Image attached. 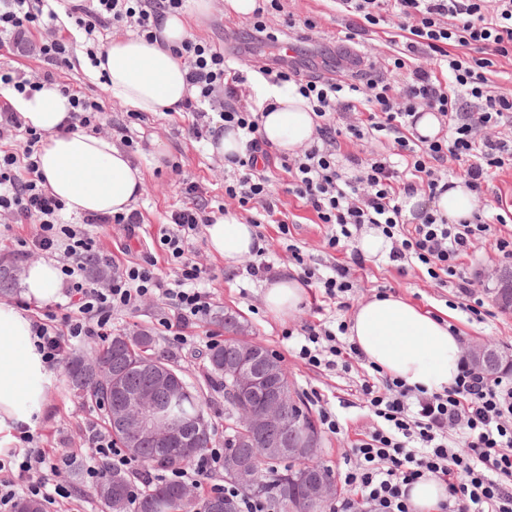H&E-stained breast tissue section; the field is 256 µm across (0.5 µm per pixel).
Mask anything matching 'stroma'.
<instances>
[{"instance_id":"obj_1","label":"stroma","mask_w":512,"mask_h":512,"mask_svg":"<svg viewBox=\"0 0 512 512\" xmlns=\"http://www.w3.org/2000/svg\"><path fill=\"white\" fill-rule=\"evenodd\" d=\"M281 5V11L270 12L267 17V25L275 35L287 31V21L292 17H309L317 23L309 39L299 41L295 56L296 62L304 64L311 74L333 77L342 71L351 75L355 72L353 59L361 58L391 84L396 85L404 80V73L390 72L385 68L386 59L393 53L387 37H378L362 46L345 41L346 20L337 13L332 0H281ZM248 29V18L227 14L224 0H212L209 14L192 21L190 33L220 46L227 56L241 60L256 51L255 44L247 36ZM88 68L84 52H76L70 68L62 70L60 78L86 95L104 100L103 136L118 146L123 143V135L132 136L137 149L131 157L141 166L145 177L144 192L135 202L144 217L140 228L130 234L120 225L107 224L92 228L91 233L106 250L114 252L127 245L134 256L140 257L151 251V240L158 225L166 223L171 211L184 202L175 183V174L166 167L167 162L179 164L184 174L205 184L210 199L218 202L223 201L224 181L231 178L233 172L225 168L223 158L208 152L206 143L195 142L190 137L188 120L182 114L147 112L141 114L140 118H131L127 108L113 100L104 81L90 79ZM274 190L279 194L281 210L287 212L291 222L290 232L286 235L281 234L274 223L262 228L269 248L266 259L273 264L274 274L295 273L296 268L287 251L291 244L301 246L307 258L317 267L340 262L348 266L354 284L346 308L334 306L321 309L317 291L310 288L293 316L273 318L264 306L262 281L249 277L244 267L227 269L223 259L209 252L206 237L201 234L193 239L192 247L200 261L215 274L214 280L207 284L216 304L212 319L190 329L185 343H177L161 324L167 313L166 307L154 299L144 303L136 313L114 314L112 327L154 336L157 349L171 357L185 379L201 384L205 381L206 347L212 341V333H223L225 314L237 316L242 324L241 335L259 342L286 362L289 380L304 401L319 398L321 404L341 417L343 432L335 435L326 432L322 435L321 456L336 472L342 468L343 458L358 434L372 425V416L358 399L356 373L316 372L309 369L295 357L293 342L286 335L287 330L297 329L310 321L348 319L351 306L387 288L391 293L405 297L420 310L455 326L463 346L488 343L512 353V312H501L489 300L485 303L491 312L487 321L481 324L471 322L457 307L459 298L455 289L439 286L418 273L399 272L396 265L389 263L387 255L367 258L361 267L352 265L349 255L333 253L325 246L326 225L318 223L312 212L284 194L282 185H275ZM99 422V409L74 397L64 368L53 370L33 433L41 447L71 454L68 472L59 477L60 482L73 484L77 491L76 497L65 503L66 512H102L101 504L93 496L85 477L89 455L83 445L86 428Z\"/></svg>"}]
</instances>
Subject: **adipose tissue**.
I'll return each mask as SVG.
<instances>
[{
    "instance_id": "1",
    "label": "adipose tissue",
    "mask_w": 512,
    "mask_h": 512,
    "mask_svg": "<svg viewBox=\"0 0 512 512\" xmlns=\"http://www.w3.org/2000/svg\"><path fill=\"white\" fill-rule=\"evenodd\" d=\"M188 28L187 18L170 15L161 30L163 45L136 36L114 40L102 51V64L90 68L89 74L104 78L113 99L124 107L139 112L179 111L188 94L186 68L171 48ZM263 99L266 110L260 134L273 150L292 156L313 141L318 119L305 98L269 85ZM11 103L27 123L45 132L40 168L49 190L64 201L67 211L78 215L129 211L144 189L141 167L110 139L60 132L70 108L67 97L47 87L29 98L14 96ZM400 204L406 220H416L427 208L456 223L472 217L477 198L464 180L456 179L436 198L418 193L402 197ZM205 234L209 251L230 268L262 246L254 227L233 213L213 214ZM23 287L28 300L49 304L62 296L64 283L55 264L42 262L27 268ZM304 297L302 283L291 276L280 275L264 285L265 307L277 318L292 315ZM348 339L367 362L430 392L448 387L458 373L461 345L448 323L394 294L358 303L349 319ZM47 383L48 371L34 345L30 319L15 306L0 303V449L15 442L20 428L34 425Z\"/></svg>"
}]
</instances>
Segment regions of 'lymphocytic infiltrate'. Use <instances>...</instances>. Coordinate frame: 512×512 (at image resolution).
<instances>
[{
	"label": "lymphocytic infiltrate",
	"mask_w": 512,
	"mask_h": 512,
	"mask_svg": "<svg viewBox=\"0 0 512 512\" xmlns=\"http://www.w3.org/2000/svg\"><path fill=\"white\" fill-rule=\"evenodd\" d=\"M186 2L0 0V49L35 56L44 65L32 75L0 67V90L29 96L58 85L71 103L61 131L99 134L103 103L58 82L57 71L69 67L79 41L99 43L116 27H132L138 36L156 41L166 14L182 13ZM336 9L349 18L345 38L350 42L373 40L391 25L390 64L409 72L401 87L382 79L358 84L342 76L307 77L297 66L285 71L257 67L265 80L293 85L320 120L316 141L296 156L280 158L260 135V111L245 99L242 64L190 35L173 50L187 66L189 94L182 107L192 118L189 132L201 141L218 128L242 131L245 151L230 159L237 176L225 183L224 197L242 208L259 205L254 226L288 225L287 213L276 207L270 177L273 168H281L285 193L328 226V248L350 251L353 263L363 265L360 252L350 245L364 226H374L390 240L388 259L400 271L417 268L455 288L461 309L484 322L485 302L462 259L475 241L483 240L511 260L506 215L490 220L477 211L471 220L452 224L425 210L418 223L408 224L400 199L445 192L442 169L450 161L464 164L466 183L477 193L492 173L512 169V90L496 82L503 60L512 59V0H336ZM34 29L39 37L32 41L28 35ZM426 57L435 68L423 66ZM427 112L438 115L443 134L414 135ZM379 134L393 136L392 155L363 158L341 150L342 139L361 141ZM45 137L11 103L0 105V223L36 227L31 237L11 244L10 254L20 262L34 255L55 261L66 285L68 301L60 311H46L32 321L46 364L59 367L79 343L105 339L114 312H137L149 298L167 305L164 326L176 341H184L187 330L211 317L215 308L212 292L201 286L211 272L192 250L193 238L210 220L206 188L180 178L187 203L161 225L160 255L122 259L101 249L90 230L112 223L134 230L142 222L141 212L91 213L77 224L63 222L66 206L48 190L39 168ZM290 253L301 280L319 288L323 302L351 294L353 283L344 266L333 264L322 272L307 263L298 247ZM163 259L174 267L172 278L161 273ZM346 332L343 322L334 328L322 321L303 324L297 358L317 370L351 371L362 356L344 341ZM359 393L373 424L355 440L339 474L357 495L330 502L328 512H415L409 489L429 477L446 486L440 512H512L511 376L490 379L465 357L443 391L430 393L377 369L363 373ZM87 438L98 460L87 471L89 482H96L103 468L129 466L107 433L93 427ZM21 442V448L0 457V507L11 506L20 492L49 504L71 499L67 485L49 480L68 466V454L50 452L28 434ZM221 460L215 448L171 473L195 489L223 496L234 512H271L268 499L245 494L233 483H215Z\"/></svg>",
	"instance_id": "f902f5d3"
}]
</instances>
